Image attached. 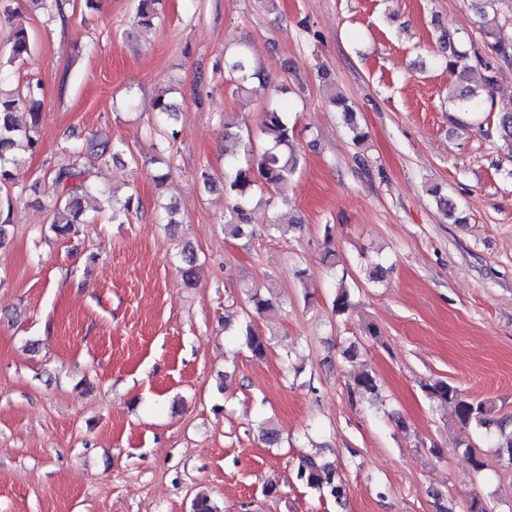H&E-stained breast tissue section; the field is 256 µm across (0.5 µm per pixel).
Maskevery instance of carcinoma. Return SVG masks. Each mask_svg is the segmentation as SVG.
Listing matches in <instances>:
<instances>
[{
    "label": "carcinoma",
    "instance_id": "1",
    "mask_svg": "<svg viewBox=\"0 0 512 512\" xmlns=\"http://www.w3.org/2000/svg\"><path fill=\"white\" fill-rule=\"evenodd\" d=\"M43 10L47 20L64 16L62 0H32ZM133 24L141 29L152 27L161 19L158 5L161 0H132ZM495 0H480L476 6L480 18L481 30L488 40L489 46L496 55L491 62L482 56L469 55L466 51L456 48L454 38L443 30L437 36V56L434 63L444 66L448 71L466 79L469 71L480 68L482 88L487 90L496 84L501 65H512V40L499 35L496 19L490 16ZM10 57L19 60L28 55L31 43L26 27L19 24L14 27L10 39ZM224 71L236 79L235 93L244 100H250L252 90L248 87L249 80L259 79L260 87L267 88L261 74L254 68L246 50L240 48L224 54ZM7 77L0 73V184H12L16 179V163L14 152L17 150H33L38 144L37 133L41 120L43 104V87L39 80L30 78L14 88H4ZM329 103L344 114L346 124L353 135V141L360 142L364 133L359 128L356 115L346 98L340 93H332ZM154 108L159 120L158 127L162 131L161 139L153 148L155 155L147 163L156 166L154 180L164 184L169 178L170 168L167 153L170 142L177 138V131L168 125L178 111L177 104L168 98V91H161L155 98ZM487 108V100L482 94L466 89L460 94L455 111L463 113H479ZM26 112L30 122L20 126L16 114ZM497 130L502 140L512 148V112H504L497 119ZM262 135L264 145L258 154L246 150L244 159L233 158L224 169V194L230 204L224 214V234L238 240H250L253 229L250 224L249 211L256 196L284 189L299 169V158L294 149V131L284 117V111L274 107L265 113ZM124 152L121 144L108 139H95L80 148H73L70 153L79 157L86 153L98 160H105ZM53 183L56 198L53 199L50 212V228L58 235H66L76 224L86 223L84 202L89 196L98 193L106 197V203L112 210V223L125 224L134 209V198L129 196L124 201L113 200V195L96 187L79 169L77 164L61 165L54 170ZM248 302L254 313L260 315L275 307L272 298L256 289L248 296ZM351 305L350 292L346 286V277L338 279L336 294L332 306L336 313L341 314ZM238 335L251 354L261 359L270 347L269 338L259 333L252 324L247 323L240 328ZM427 397L441 406L450 409L455 419L467 429L473 425L483 427L490 424L489 416L494 406L489 401L477 400L466 395L457 386L445 379H431L422 383ZM378 393L376 376L363 371L357 375L350 394L360 399H371ZM497 456L505 467H512V431L501 429L496 440ZM294 481L300 485L317 490L324 496L333 499L341 506L346 497V484L336 475V468L329 462L317 457L302 455L294 469Z\"/></svg>",
    "mask_w": 512,
    "mask_h": 512
}]
</instances>
